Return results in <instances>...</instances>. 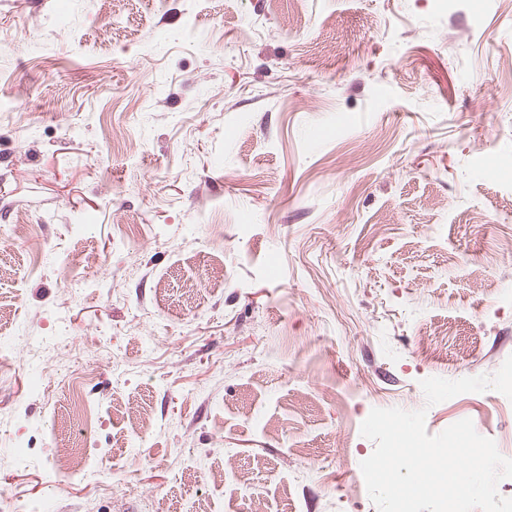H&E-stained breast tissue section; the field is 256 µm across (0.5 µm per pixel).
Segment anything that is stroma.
<instances>
[{
  "instance_id": "1",
  "label": "stroma",
  "mask_w": 512,
  "mask_h": 512,
  "mask_svg": "<svg viewBox=\"0 0 512 512\" xmlns=\"http://www.w3.org/2000/svg\"><path fill=\"white\" fill-rule=\"evenodd\" d=\"M294 10L0 0L16 499L378 512L359 484L375 408L426 409L431 435L471 420L512 458L511 399L429 407L420 387L512 356V0ZM75 382L98 411L86 440ZM60 448L95 449L105 482L53 474Z\"/></svg>"
}]
</instances>
